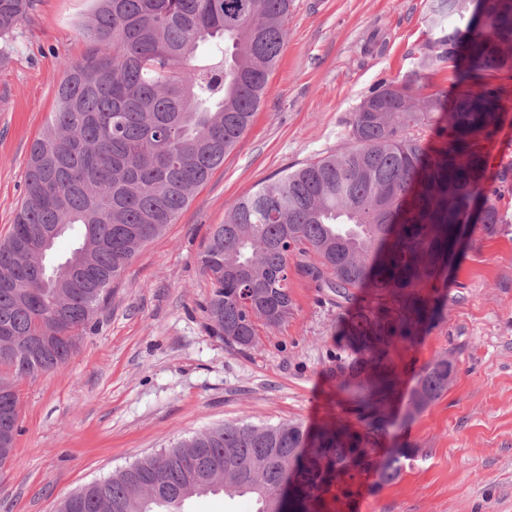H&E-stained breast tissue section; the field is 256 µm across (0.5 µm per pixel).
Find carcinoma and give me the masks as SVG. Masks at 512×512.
I'll return each instance as SVG.
<instances>
[{
	"instance_id": "cac0c4a2",
	"label": "carcinoma",
	"mask_w": 512,
	"mask_h": 512,
	"mask_svg": "<svg viewBox=\"0 0 512 512\" xmlns=\"http://www.w3.org/2000/svg\"><path fill=\"white\" fill-rule=\"evenodd\" d=\"M34 0H0L9 43ZM84 56L62 63L56 104L26 164V194L0 242V431L18 432L16 384L60 369L135 253L175 223L260 107L291 0H93ZM454 67L453 104L430 75ZM512 0H432L425 52L352 113L342 151L234 202L198 256L213 285L212 333L247 348L288 321L290 273L336 297V390L347 417L226 422L145 456L66 498L58 512H182L220 489L257 512H320L405 448L373 455L448 390V359L417 375L402 417L396 356L448 300V259L476 230L512 223V161L488 179L512 88ZM437 135L435 145L426 130ZM81 240L50 262L74 225Z\"/></svg>"
}]
</instances>
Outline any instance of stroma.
Listing matches in <instances>:
<instances>
[{
    "instance_id": "35a3bbf8",
    "label": "stroma",
    "mask_w": 512,
    "mask_h": 512,
    "mask_svg": "<svg viewBox=\"0 0 512 512\" xmlns=\"http://www.w3.org/2000/svg\"><path fill=\"white\" fill-rule=\"evenodd\" d=\"M431 0H292L287 37L261 106L224 164L112 285L58 371L19 383L13 456L0 512H57L82 487L227 422H336V325L342 312L293 276L295 311L238 350L201 309L212 283L198 264L228 208L284 170L345 149L352 112L378 83L410 74ZM92 0H36L0 55V239L26 193V162L63 78L86 49ZM446 357L453 382L402 430L399 477L365 475L327 512H512V223L474 234L448 267V302L399 359V387Z\"/></svg>"
}]
</instances>
